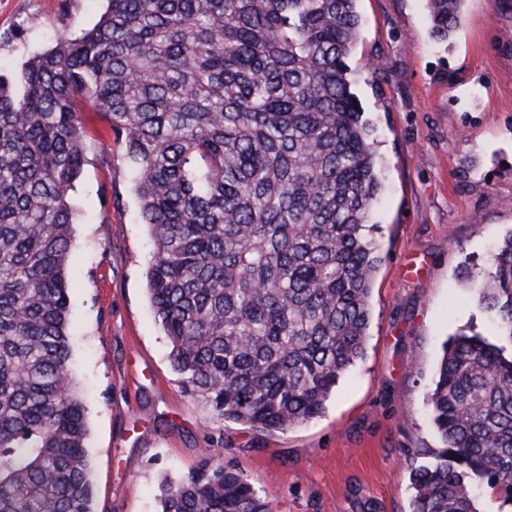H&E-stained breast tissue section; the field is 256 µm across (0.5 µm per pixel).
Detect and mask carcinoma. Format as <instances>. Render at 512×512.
<instances>
[{
    "instance_id": "cac0c4a2",
    "label": "carcinoma",
    "mask_w": 512,
    "mask_h": 512,
    "mask_svg": "<svg viewBox=\"0 0 512 512\" xmlns=\"http://www.w3.org/2000/svg\"><path fill=\"white\" fill-rule=\"evenodd\" d=\"M463 0H428L446 41ZM357 0H108L99 23L0 73V512H93L86 403L69 366L68 191L85 102L122 143L153 242L147 292L209 422L276 432L325 412L364 356L383 261L372 128L349 80ZM479 304L500 343L456 336L428 395L412 512L512 505V232ZM202 450L161 512H271Z\"/></svg>"
}]
</instances>
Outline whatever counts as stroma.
Segmentation results:
<instances>
[{
	"mask_svg": "<svg viewBox=\"0 0 512 512\" xmlns=\"http://www.w3.org/2000/svg\"><path fill=\"white\" fill-rule=\"evenodd\" d=\"M105 0H0V73L20 79ZM352 90L384 184L372 221L383 262L363 359L321 417L284 432L212 425L182 393L146 290L151 251L124 148L85 111L87 163L68 192L71 362L87 397L96 512H159L165 480L201 449L236 465L273 512H411L414 449L437 445L428 394L445 342L495 331L474 287L512 232V0H464L445 43L427 0H358Z\"/></svg>",
	"mask_w": 512,
	"mask_h": 512,
	"instance_id": "1",
	"label": "stroma"
}]
</instances>
